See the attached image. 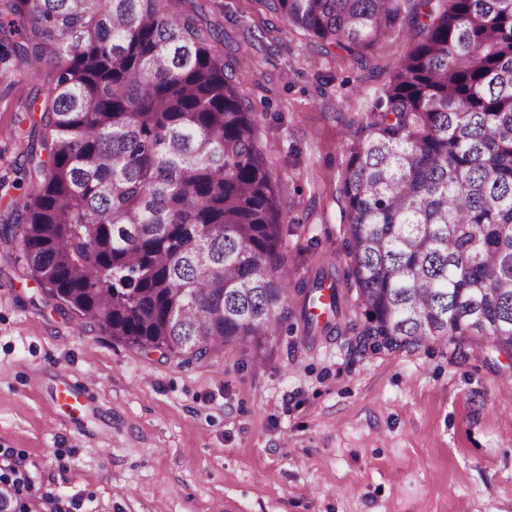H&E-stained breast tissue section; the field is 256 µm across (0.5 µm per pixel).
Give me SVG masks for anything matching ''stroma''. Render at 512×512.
<instances>
[{"mask_svg":"<svg viewBox=\"0 0 512 512\" xmlns=\"http://www.w3.org/2000/svg\"><path fill=\"white\" fill-rule=\"evenodd\" d=\"M213 2L282 191L288 279L344 275L349 124L408 40L368 72L257 0ZM50 69L0 81V453L42 495L63 512H512V361L488 348L364 355L351 335L304 340L292 315L259 345L185 364L60 305L3 233L33 186L23 106ZM66 381L89 393L79 415L55 400Z\"/></svg>","mask_w":512,"mask_h":512,"instance_id":"obj_1","label":"stroma"}]
</instances>
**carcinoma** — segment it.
Here are the masks:
<instances>
[{"instance_id":"cac0c4a2","label":"carcinoma","mask_w":512,"mask_h":512,"mask_svg":"<svg viewBox=\"0 0 512 512\" xmlns=\"http://www.w3.org/2000/svg\"><path fill=\"white\" fill-rule=\"evenodd\" d=\"M208 2L0 0V45L54 68L12 228L26 263L98 330L186 362L275 335L291 294L280 197ZM257 2L370 72L410 39L349 133L350 267L297 287L304 334L512 358V0ZM342 287L359 328L331 322Z\"/></svg>"}]
</instances>
